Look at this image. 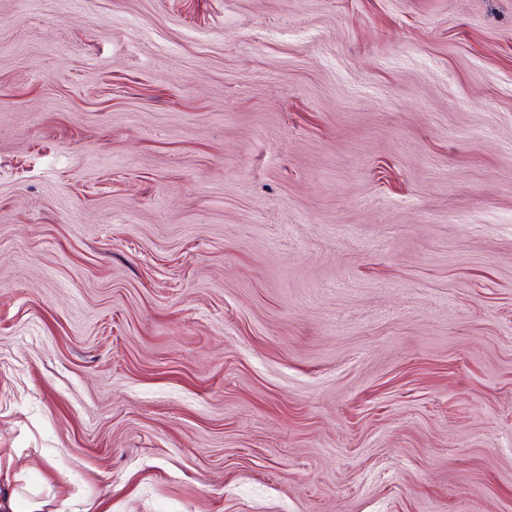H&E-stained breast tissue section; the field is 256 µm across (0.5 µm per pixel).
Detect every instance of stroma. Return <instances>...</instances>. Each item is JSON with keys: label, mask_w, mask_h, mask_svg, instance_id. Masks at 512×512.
<instances>
[{"label": "stroma", "mask_w": 512, "mask_h": 512, "mask_svg": "<svg viewBox=\"0 0 512 512\" xmlns=\"http://www.w3.org/2000/svg\"><path fill=\"white\" fill-rule=\"evenodd\" d=\"M0 483L512 512V0H0Z\"/></svg>", "instance_id": "35a3bbf8"}]
</instances>
